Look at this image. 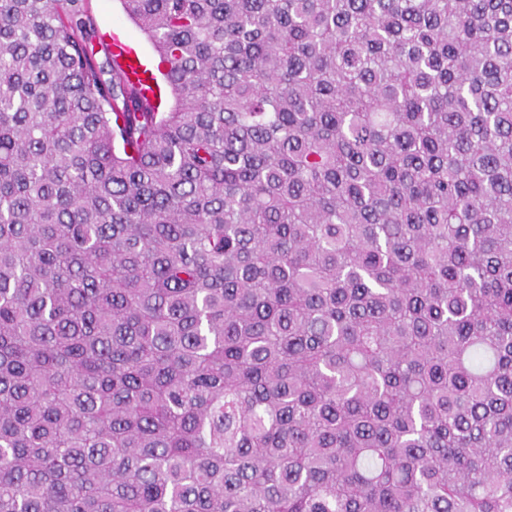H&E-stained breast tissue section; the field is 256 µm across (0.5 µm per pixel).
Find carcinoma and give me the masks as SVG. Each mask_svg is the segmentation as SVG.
<instances>
[{
    "instance_id": "carcinoma-1",
    "label": "carcinoma",
    "mask_w": 512,
    "mask_h": 512,
    "mask_svg": "<svg viewBox=\"0 0 512 512\" xmlns=\"http://www.w3.org/2000/svg\"><path fill=\"white\" fill-rule=\"evenodd\" d=\"M0 0V512H512V0ZM86 7L95 30L103 41L110 43L113 37L117 38L133 53L130 60L134 66L142 64L144 67H140V70L149 68L160 78L154 65L158 57L152 42L130 20L119 0H86Z\"/></svg>"
}]
</instances>
